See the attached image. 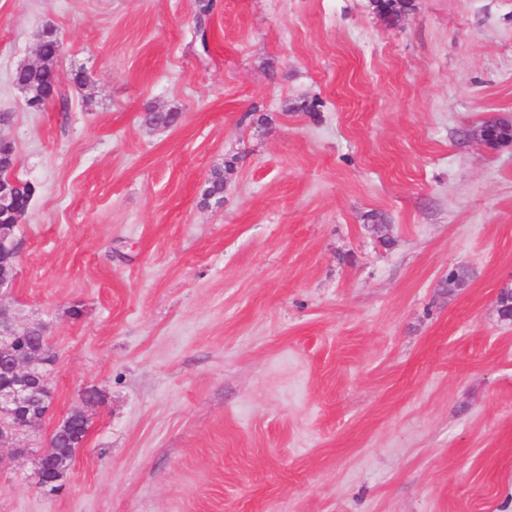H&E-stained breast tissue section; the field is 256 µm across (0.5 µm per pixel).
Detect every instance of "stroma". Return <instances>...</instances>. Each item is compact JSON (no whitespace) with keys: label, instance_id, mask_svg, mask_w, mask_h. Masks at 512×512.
Segmentation results:
<instances>
[{"label":"stroma","instance_id":"stroma-1","mask_svg":"<svg viewBox=\"0 0 512 512\" xmlns=\"http://www.w3.org/2000/svg\"><path fill=\"white\" fill-rule=\"evenodd\" d=\"M412 2L216 0L201 38L197 0H0L35 187L0 305L56 354L0 512H512V143L474 135L512 124V0ZM75 410L51 492L34 451ZM55 33L48 30L40 41L41 63L16 71L15 82L25 92L26 106L33 111L43 110L58 95L54 54Z\"/></svg>","mask_w":512,"mask_h":512}]
</instances>
